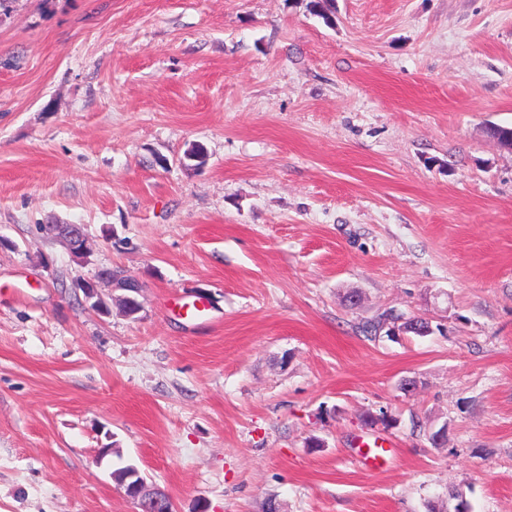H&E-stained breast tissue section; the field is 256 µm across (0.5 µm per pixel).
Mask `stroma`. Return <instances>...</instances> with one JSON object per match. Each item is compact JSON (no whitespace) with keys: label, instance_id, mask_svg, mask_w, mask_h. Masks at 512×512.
<instances>
[{"label":"stroma","instance_id":"35a3bbf8","mask_svg":"<svg viewBox=\"0 0 512 512\" xmlns=\"http://www.w3.org/2000/svg\"><path fill=\"white\" fill-rule=\"evenodd\" d=\"M310 3L0 12V512H512V0ZM47 230L51 228L54 235L62 241L69 249L70 253L79 262H84L89 252L88 238L84 227L80 224H47L44 225ZM76 285H79L84 292L86 299L95 298L91 307L95 310L109 313L112 305V293L108 295L111 305L106 297L100 292L101 288H109L113 291H124L138 293V280L126 272L112 269V267L99 268L92 277H77ZM386 325H391L387 331L388 336H391L392 333H394L393 328L396 327L399 329L404 327L405 333H413L417 336H427L433 332L431 325L425 319L417 317L404 318L402 316L395 315L391 311L381 314L378 320L365 328V332L370 333V335L374 332V336H376L377 332L382 330ZM118 485L124 489L126 497L136 503V512H144L150 503L156 504L168 498L161 490L150 488L136 466L129 467L125 480Z\"/></svg>","mask_w":512,"mask_h":512}]
</instances>
